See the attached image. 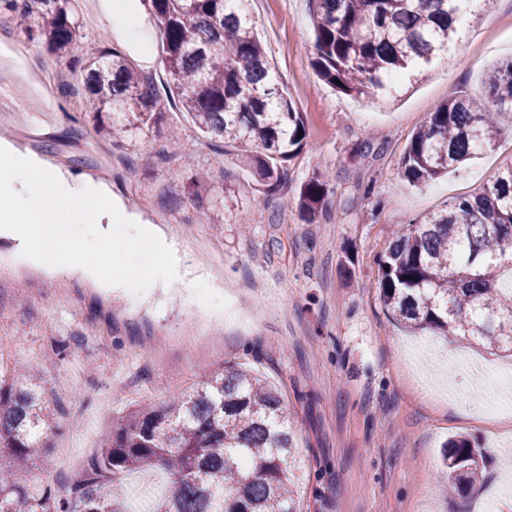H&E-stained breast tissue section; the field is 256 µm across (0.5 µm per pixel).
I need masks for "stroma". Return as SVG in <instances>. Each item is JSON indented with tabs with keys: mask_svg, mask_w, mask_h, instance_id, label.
Segmentation results:
<instances>
[{
	"mask_svg": "<svg viewBox=\"0 0 512 512\" xmlns=\"http://www.w3.org/2000/svg\"><path fill=\"white\" fill-rule=\"evenodd\" d=\"M98 17L107 46L134 64L138 49L110 33L100 0H80ZM141 35L152 63L163 121L153 133L111 144L100 139L76 101L57 99L40 112L27 84L7 93L21 121L36 126L35 154L63 157L64 168L97 176L112 157L111 191L151 224L163 223L198 266L210 269L194 231L221 261L224 297L234 320L211 322L224 351L188 366V337L198 309L171 286L160 306L130 307L72 275L38 281L29 291L0 288V357L41 382L53 416L42 446L18 478L65 488L100 448L113 424L139 405H162L199 375L235 364L267 377L283 399L293 448L288 483L298 512H512L501 484L512 458V424L483 416L486 401L512 403V351L443 333L411 334L385 309L377 259L400 225L479 192L512 163V113L500 141L462 171L416 188L402 159L414 132L440 102L464 92L480 97L486 71L512 59V0H496L470 23L465 39L394 97L373 102L321 81L308 0H251L270 67L308 130L302 151L286 162L281 189L264 195L244 163L209 145L176 108L159 53L161 34L139 0ZM371 141L374 149L361 145ZM209 169L206 193L193 195L185 152ZM329 181V208L305 223L294 196L313 171ZM257 291H249V284ZM163 357H155V349ZM464 436L482 448L487 468L478 490L446 498L441 449ZM127 512H151L167 475L147 467L122 474Z\"/></svg>",
	"mask_w": 512,
	"mask_h": 512,
	"instance_id": "stroma-1",
	"label": "stroma"
}]
</instances>
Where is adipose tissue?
Here are the masks:
<instances>
[{"label":"adipose tissue","instance_id":"1","mask_svg":"<svg viewBox=\"0 0 512 512\" xmlns=\"http://www.w3.org/2000/svg\"><path fill=\"white\" fill-rule=\"evenodd\" d=\"M47 224H70L74 230L70 237L53 242L43 230ZM163 237L159 225L128 212L102 183L51 167L0 138V238L11 241L14 263L47 279L70 273L105 295L145 303L150 290L168 288L170 276L162 265L141 275L143 258L137 245ZM114 239L129 245L121 273L108 275L99 263L83 261V253L99 251ZM179 286L198 307L223 314L224 296L211 275L189 270Z\"/></svg>","mask_w":512,"mask_h":512}]
</instances>
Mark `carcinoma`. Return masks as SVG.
<instances>
[{
    "label": "carcinoma",
    "instance_id": "cac0c4a2",
    "mask_svg": "<svg viewBox=\"0 0 512 512\" xmlns=\"http://www.w3.org/2000/svg\"><path fill=\"white\" fill-rule=\"evenodd\" d=\"M161 34L171 95L209 140L252 163L268 194L285 182L281 163L307 138L302 113L275 84L247 14L249 0H147ZM315 70L337 91L385 100L402 78L420 73L448 50L471 0H308ZM16 33L67 54L82 27L79 0H0ZM76 82L63 85L93 113L102 138L118 143L155 128L162 114L152 78L120 49L92 46L73 60ZM487 96L466 94L438 104L414 134L404 176L423 186L462 168L495 145L499 116L512 110V60L488 72ZM330 186L320 171L296 193L309 222L326 212ZM512 272V164L474 195L395 231L378 259L387 311L415 329L512 350V297L499 281ZM48 415L40 384L0 366V512H123L119 477L159 466L166 494L154 512H295L287 464L293 448L276 388L242 367H218L163 406L141 405L120 419L64 493L33 492L17 478L33 455ZM448 489L464 496L486 468L469 439L443 450Z\"/></svg>",
    "mask_w": 512,
    "mask_h": 512
}]
</instances>
